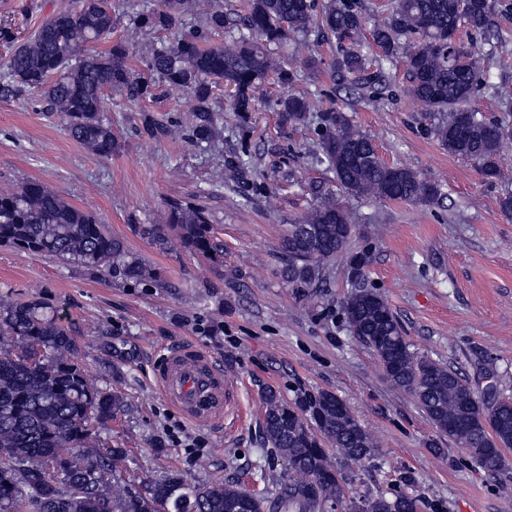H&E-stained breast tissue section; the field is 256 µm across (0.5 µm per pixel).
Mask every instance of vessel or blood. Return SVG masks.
Segmentation results:
<instances>
[{
    "label": "vessel or blood",
    "mask_w": 512,
    "mask_h": 512,
    "mask_svg": "<svg viewBox=\"0 0 512 512\" xmlns=\"http://www.w3.org/2000/svg\"><path fill=\"white\" fill-rule=\"evenodd\" d=\"M155 377L166 397L190 421H223L233 388L209 353L189 344L172 348L160 360Z\"/></svg>",
    "instance_id": "b4317fda"
}]
</instances>
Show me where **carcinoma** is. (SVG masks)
Here are the masks:
<instances>
[{
  "label": "carcinoma",
  "instance_id": "obj_1",
  "mask_svg": "<svg viewBox=\"0 0 512 512\" xmlns=\"http://www.w3.org/2000/svg\"><path fill=\"white\" fill-rule=\"evenodd\" d=\"M160 7L133 16L139 27L173 31L171 41L141 58L133 70L126 46L97 45L112 34L111 0H78L46 19L17 46L0 74V93L17 97L36 89L66 123L69 135L91 153L112 156L117 137L104 116L107 90L127 91L133 100L151 95L153 77L189 91L194 105L186 118L192 142L216 137L212 88L230 89L229 111L240 119L255 108V89L270 75L282 84L294 66L271 56L264 44L286 42L306 31L315 0H249L238 35L215 42L211 34L230 25L224 7L215 8L201 29L183 21L197 0H159ZM493 0H393L374 23L372 37L384 55L403 50L412 93L425 115L438 117L429 131L448 153L474 161L487 178L499 175L503 147L512 144V125L490 122L466 108L482 83V58L460 41L448 49V33H486ZM366 19L351 0H334L318 20L320 33L342 47L339 69L365 70L359 38ZM301 97L279 101L282 126L314 119L318 163L348 192L383 201L440 205L439 181L390 166L372 139L343 112L309 116ZM140 234L160 251L181 248L224 266V244L214 234L209 213L197 204L174 202L166 222L141 224ZM355 227L336 199L319 203L281 239V274L300 293L325 287L326 264L343 253ZM0 246L62 262H77L100 274L127 281H155L158 273L129 255L123 242L89 211L56 188L30 180L0 193ZM349 328L378 359L387 379L407 391L434 427L469 451L480 471L491 476L506 467L512 448V397L478 395L457 373L412 353L399 323L382 297L367 288L346 296ZM80 349L72 324L33 296L16 301L0 296V512H336L355 505L360 512H419L418 498L399 494L347 496V477L325 443L344 459L362 465L374 441L345 401L328 391L284 400L274 390L264 396L262 431L266 447L282 459L288 479L267 497L234 482H196L179 470L130 483L122 476L128 450L107 448L101 431L124 408L112 390L89 380L76 362Z\"/></svg>",
  "mask_w": 512,
  "mask_h": 512
}]
</instances>
